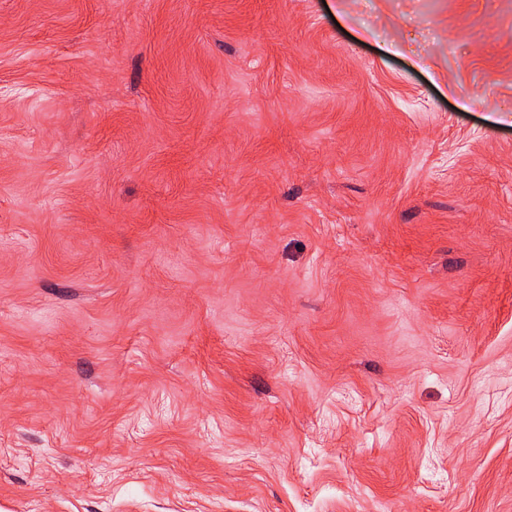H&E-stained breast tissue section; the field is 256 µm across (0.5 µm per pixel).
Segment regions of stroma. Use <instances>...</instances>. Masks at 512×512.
Here are the masks:
<instances>
[{
  "label": "stroma",
  "mask_w": 512,
  "mask_h": 512,
  "mask_svg": "<svg viewBox=\"0 0 512 512\" xmlns=\"http://www.w3.org/2000/svg\"><path fill=\"white\" fill-rule=\"evenodd\" d=\"M0 512H512V0H0Z\"/></svg>",
  "instance_id": "stroma-1"
}]
</instances>
